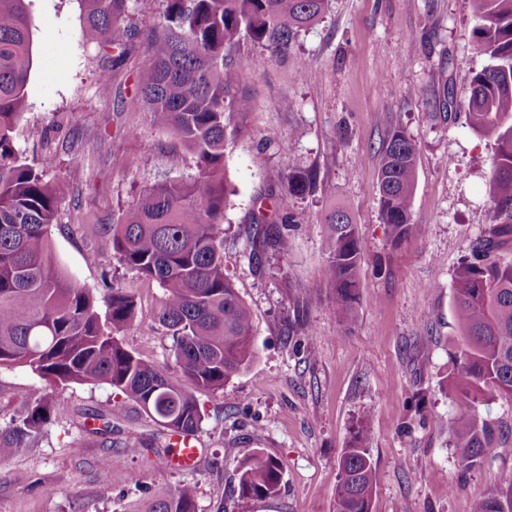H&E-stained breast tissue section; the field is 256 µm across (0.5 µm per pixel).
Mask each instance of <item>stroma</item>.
<instances>
[{"label": "stroma", "mask_w": 512, "mask_h": 512, "mask_svg": "<svg viewBox=\"0 0 512 512\" xmlns=\"http://www.w3.org/2000/svg\"><path fill=\"white\" fill-rule=\"evenodd\" d=\"M135 30L123 56L83 35L84 0H29L32 65L28 108L15 130L25 161L56 154L57 222L52 251L78 283L102 291V274L138 297L121 334L125 347L176 371L172 339L155 320L160 288L121 266L90 224H112L141 190L196 174L185 145L150 113L127 109L144 36L163 19V0H129ZM470 0H329L321 18L288 51L242 37L230 55L237 89L251 100L243 132L226 149L234 190L224 212V272L252 312L255 357L224 387L200 391L197 437L205 450L190 471L157 467L127 444L168 445L145 414L112 422L104 448L86 412L123 404L105 384L56 393L58 414L34 448L0 460V512H145L166 490L188 485L198 512H335L339 460L358 430L376 466L373 512H476L493 476L512 455L489 453L462 466L437 418L457 416L441 380L456 336L453 275L470 243L490 225L493 138L467 125L470 78L488 65L474 42ZM108 79H101V71ZM402 129L419 146L411 201L413 231L393 243L379 210L385 141ZM185 156L171 170V152ZM81 165L70 163L72 155ZM314 176L297 196L274 172ZM345 209L365 243L360 302L350 326L326 308L324 214ZM282 245L255 249L259 213ZM47 382L20 367L0 368V425ZM279 462L276 495L243 498L241 462L254 452ZM110 470L102 472L101 459Z\"/></svg>", "instance_id": "35a3bbf8"}]
</instances>
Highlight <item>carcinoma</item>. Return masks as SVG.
<instances>
[{
	"mask_svg": "<svg viewBox=\"0 0 512 512\" xmlns=\"http://www.w3.org/2000/svg\"><path fill=\"white\" fill-rule=\"evenodd\" d=\"M88 35L105 50L124 53L127 0H84ZM161 24L145 40L134 91L127 104L152 115L195 157L190 181L165 180L142 191L109 235L112 254L126 269L162 290L156 320L172 337L179 375L126 349L119 338L136 318V294L102 274L105 294L66 275L54 261L50 227L56 188L26 164L14 131L27 106L32 19L26 0H0V367L23 366L50 391L31 397L24 410L0 427V455L38 444L55 413V391L70 384H106L121 392L172 434L193 435L203 414L194 390H214L247 369L255 357L252 317L224 273V210L233 194L226 178L227 144L240 135L249 101L234 92L226 64L230 49L247 35L286 49L298 32L318 20L326 0H165ZM474 36L490 64L470 80L468 126L494 138L489 185L488 235L469 246L453 278L455 350L443 383L458 417L437 423L448 429L464 468L492 450L512 449V425L495 426L481 408L512 401V264L497 251L512 246V0H471ZM419 148L400 129L392 131L378 174L383 223L399 243L411 232L410 206ZM304 195L313 175L275 172ZM323 276L329 311L350 325L358 303V271L364 242L349 214L332 209ZM104 303L109 327L98 304ZM363 432L343 450L336 512H371L376 470ZM280 464L260 452L239 468V493L264 498L277 493ZM495 494L478 512H512V470L494 476ZM147 512H196V495L179 486L154 500Z\"/></svg>",
	"mask_w": 512,
	"mask_h": 512,
	"instance_id": "carcinoma-1",
	"label": "carcinoma"
}]
</instances>
